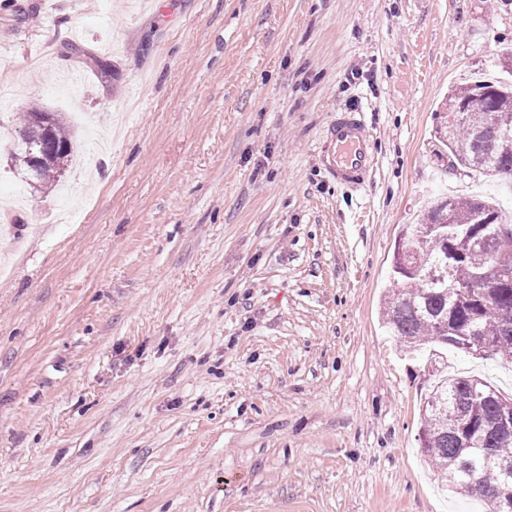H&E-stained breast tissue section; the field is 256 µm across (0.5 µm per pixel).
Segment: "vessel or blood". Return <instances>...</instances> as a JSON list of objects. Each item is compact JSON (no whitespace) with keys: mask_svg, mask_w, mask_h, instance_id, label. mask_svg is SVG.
<instances>
[{"mask_svg":"<svg viewBox=\"0 0 512 512\" xmlns=\"http://www.w3.org/2000/svg\"><path fill=\"white\" fill-rule=\"evenodd\" d=\"M318 158L336 183L347 187L362 186L373 167L371 133L361 109L337 111L322 132Z\"/></svg>","mask_w":512,"mask_h":512,"instance_id":"obj_1","label":"vessel or blood"}]
</instances>
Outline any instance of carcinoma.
Wrapping results in <instances>:
<instances>
[{
  "mask_svg": "<svg viewBox=\"0 0 512 512\" xmlns=\"http://www.w3.org/2000/svg\"><path fill=\"white\" fill-rule=\"evenodd\" d=\"M448 102L469 115L464 124H448L439 114L435 139L444 146L436 154L444 172L481 171L512 185V84L478 82L454 90ZM54 149L34 183L47 188L68 167L73 135L62 116L47 131ZM16 170L26 172L30 152L17 141L11 152ZM512 236V224L480 198H446L431 206L420 224L404 227L398 246L422 244V257L404 266L394 258L393 288L384 317L391 335L418 350L425 345L451 347L476 354L460 344L472 336L495 344L493 355L512 357V284L483 279L486 254L480 236ZM512 413V399L476 377L439 375L420 413L419 441L432 467L459 493L475 496L495 512L494 492L500 484L498 462H512V435L490 430L502 413Z\"/></svg>",
  "mask_w": 512,
  "mask_h": 512,
  "instance_id": "cac0c4a2",
  "label": "carcinoma"
}]
</instances>
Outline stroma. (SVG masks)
I'll return each mask as SVG.
<instances>
[{
	"mask_svg": "<svg viewBox=\"0 0 512 512\" xmlns=\"http://www.w3.org/2000/svg\"><path fill=\"white\" fill-rule=\"evenodd\" d=\"M512 0H0L16 114L74 160L0 238V512H484L423 462V358L386 335L402 225L443 196L449 90L502 77ZM361 106L360 189L317 158ZM448 374L512 395V362Z\"/></svg>",
	"mask_w": 512,
	"mask_h": 512,
	"instance_id": "stroma-1",
	"label": "stroma"
}]
</instances>
